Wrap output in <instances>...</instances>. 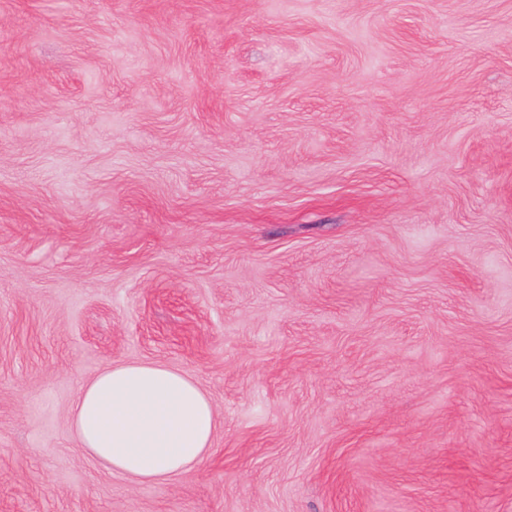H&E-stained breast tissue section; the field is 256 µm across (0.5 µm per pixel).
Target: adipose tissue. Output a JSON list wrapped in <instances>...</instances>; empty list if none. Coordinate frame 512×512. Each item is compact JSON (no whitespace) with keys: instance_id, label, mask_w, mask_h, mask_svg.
<instances>
[{"instance_id":"ef3b65f1","label":"adipose tissue","mask_w":512,"mask_h":512,"mask_svg":"<svg viewBox=\"0 0 512 512\" xmlns=\"http://www.w3.org/2000/svg\"><path fill=\"white\" fill-rule=\"evenodd\" d=\"M215 425L203 389L158 362L106 364L83 385L72 412L82 448L137 485L163 483L200 464Z\"/></svg>"}]
</instances>
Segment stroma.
Returning <instances> with one entry per match:
<instances>
[{"label":"stroma","instance_id":"obj_1","mask_svg":"<svg viewBox=\"0 0 512 512\" xmlns=\"http://www.w3.org/2000/svg\"><path fill=\"white\" fill-rule=\"evenodd\" d=\"M197 382L134 485L71 411ZM512 512V0H0V512ZM215 425L203 389L158 362L106 364L83 385L72 412L82 448L137 485L164 483L200 464Z\"/></svg>","mask_w":512,"mask_h":512}]
</instances>
